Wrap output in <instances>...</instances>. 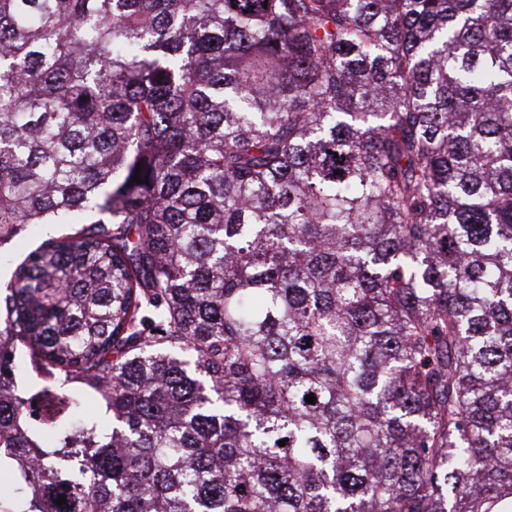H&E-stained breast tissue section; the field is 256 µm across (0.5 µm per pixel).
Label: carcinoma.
Wrapping results in <instances>:
<instances>
[{"instance_id": "cac0c4a2", "label": "carcinoma", "mask_w": 512, "mask_h": 512, "mask_svg": "<svg viewBox=\"0 0 512 512\" xmlns=\"http://www.w3.org/2000/svg\"><path fill=\"white\" fill-rule=\"evenodd\" d=\"M27 224L0 512H512V0H0ZM18 360L22 362V370L18 376V384L28 395L35 394L48 384L44 374L40 373L31 360L30 351L23 349L18 352Z\"/></svg>"}]
</instances>
